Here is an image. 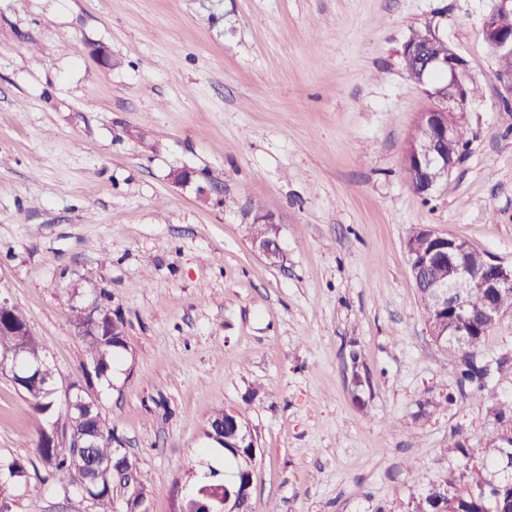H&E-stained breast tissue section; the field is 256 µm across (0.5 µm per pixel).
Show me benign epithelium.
I'll return each instance as SVG.
<instances>
[{
    "label": "benign epithelium",
    "mask_w": 512,
    "mask_h": 512,
    "mask_svg": "<svg viewBox=\"0 0 512 512\" xmlns=\"http://www.w3.org/2000/svg\"><path fill=\"white\" fill-rule=\"evenodd\" d=\"M512 0H497L496 8L486 18L482 35L493 51L502 57L512 56ZM441 73L444 83L430 96L437 99L444 111L434 107L420 114V125L426 130L428 142L409 146L406 160L414 162L416 168L429 174L423 193H431L439 181L448 177L459 162V155L450 149L455 136L454 126L445 119L446 114L463 116L471 101L465 60L457 53L448 58L426 57L421 62L420 84L434 74ZM252 245L272 264L282 258L278 236L273 232L272 222L264 220L257 227ZM414 271L415 280L422 279L425 272L435 264L448 265V279L436 280L429 289L438 309L447 311L448 322L454 326L453 336H468L477 324L484 327L495 325L504 314L499 297L512 288V266L507 267L491 256L482 255L481 262L474 264L467 258L469 245L450 235L440 234L432 229L424 232L422 241L406 244ZM479 291L485 296V303L477 317L466 307V296ZM30 331L27 323L20 324L14 319V305L6 298H0V336H23ZM16 354L9 349H0V374L7 373L20 386L16 370ZM207 437L220 448H253L252 435L247 425L234 413L224 412L221 426H208Z\"/></svg>",
    "instance_id": "7a95c632"
}]
</instances>
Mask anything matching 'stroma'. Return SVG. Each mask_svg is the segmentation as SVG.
<instances>
[{
  "instance_id": "1",
  "label": "stroma",
  "mask_w": 512,
  "mask_h": 512,
  "mask_svg": "<svg viewBox=\"0 0 512 512\" xmlns=\"http://www.w3.org/2000/svg\"><path fill=\"white\" fill-rule=\"evenodd\" d=\"M495 0H0V295L65 392L91 372L74 310L124 321L94 379L139 460L148 512L223 472L215 409L254 436L250 512H409L512 402V311L480 355L510 363L461 401L405 248L419 226L512 264V112L482 35ZM430 26L479 92L465 158L422 198L404 160L433 100L402 48ZM110 64H103L101 55ZM178 169L195 173L174 183ZM273 217L271 266L247 228ZM371 388L351 393L349 352ZM39 422L0 375V459ZM8 512H66L35 451Z\"/></svg>"
}]
</instances>
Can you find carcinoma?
Returning a JSON list of instances; mask_svg holds the SVG:
<instances>
[{"label":"carcinoma","instance_id":"1","mask_svg":"<svg viewBox=\"0 0 512 512\" xmlns=\"http://www.w3.org/2000/svg\"><path fill=\"white\" fill-rule=\"evenodd\" d=\"M417 297L426 323L438 321L442 330H447L448 314L436 310L427 289L417 287ZM488 331L489 328H482L463 345L455 344L448 335L441 339L442 348L457 361L460 388H469L470 395L475 398L483 396L488 387L489 370L479 358L480 344ZM83 340L95 375L103 376L112 367L115 356L112 342L119 341V337L112 336L109 331L103 336H85ZM0 345L20 348L21 366L26 360L42 355V344L31 332L19 337L0 336ZM53 379L54 373L51 371L40 377L35 374L24 377V395L43 419L33 445L48 477L65 493L77 474L86 478L87 492L68 498V512H120L112 494L115 435L105 428L99 407L96 406L90 413L74 410L65 418L70 423L71 436L82 437L92 447L77 450L73 448V442L55 437L49 425L56 413L51 391ZM449 448L463 461L458 475L446 481L450 491L445 495L428 489L414 502L412 512H512V473L495 481L488 477L489 471L497 473L499 468L509 463L512 447L500 448L496 440L490 438L482 448H471L460 441L450 444ZM224 468V480L202 484L195 496L180 501L181 512H199L204 504L220 510L224 508L221 501L226 494L243 500L242 512H247L251 492L246 487L254 474L255 459L249 449L242 448L233 458L224 460ZM0 474L11 479L25 476L24 456L18 454L10 460H1Z\"/></svg>","mask_w":512,"mask_h":512}]
</instances>
